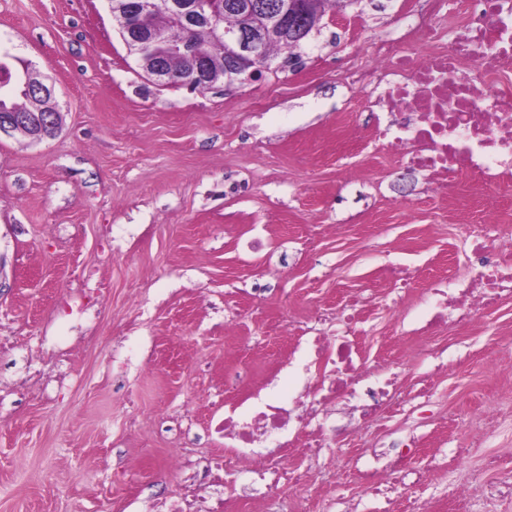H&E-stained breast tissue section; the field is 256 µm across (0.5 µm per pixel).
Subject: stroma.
Returning a JSON list of instances; mask_svg holds the SVG:
<instances>
[{"mask_svg":"<svg viewBox=\"0 0 512 512\" xmlns=\"http://www.w3.org/2000/svg\"><path fill=\"white\" fill-rule=\"evenodd\" d=\"M415 5L341 0L261 77L198 91L154 84L107 0H0V45L49 77L62 117L42 142L0 138V337L15 346L0 355V512H155L176 484L162 418L197 438L188 459L223 454L210 421L224 371L256 377L287 356L276 320L345 303L403 245L427 249L416 292L465 275L467 229L451 202L392 191L401 165L377 143L336 150V121L356 118L360 99L338 72L369 66ZM88 273L98 298L63 315L65 290ZM389 292L378 284L365 311L359 342L373 360L400 336L398 307L417 302ZM43 336L71 347L68 363L27 362ZM506 336L511 301L449 332L476 356L440 379L429 420L406 412L389 428L460 449L433 470L438 493L512 473ZM66 368L70 384L45 396Z\"/></svg>","mask_w":512,"mask_h":512,"instance_id":"1","label":"stroma"}]
</instances>
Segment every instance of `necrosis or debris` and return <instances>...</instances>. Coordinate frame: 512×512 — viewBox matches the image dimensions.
Instances as JSON below:
<instances>
[{
    "mask_svg": "<svg viewBox=\"0 0 512 512\" xmlns=\"http://www.w3.org/2000/svg\"><path fill=\"white\" fill-rule=\"evenodd\" d=\"M446 0H425L400 40L374 45L370 66L351 71L348 82L359 90L368 121L364 133L396 151L401 164L424 173L433 196L486 193L512 183V0H455L464 16L462 31L444 37L437 20ZM425 41L429 55L405 52L406 44ZM470 229L472 259L467 281L455 276L428 289L416 317L400 314V326L434 339L424 355L426 368L414 387L401 391L395 380L403 358L368 364L345 307L313 304L310 320L319 334L297 342L289 366L307 374L306 393L289 404L268 402L252 388L248 375L233 372L243 397L225 405L213 431L224 440L223 458L205 463L211 505L223 512L228 493L248 502L264 500L267 512H288L281 492H307L315 480L311 468L289 467V455L314 460L329 449L361 441L369 430L386 432L387 421L408 403L427 404L441 372L467 363L466 354L443 341L452 330L467 328L484 311L512 295V226L494 224L464 212ZM184 443L172 447L181 468L179 482L163 504L165 512H194L200 500L196 476L184 472ZM419 440L408 437L399 455L373 445L346 457L364 488L360 497L336 487L329 507L336 512H430L429 501L410 496L426 487L432 466H420Z\"/></svg>",
    "mask_w": 512,
    "mask_h": 512,
    "instance_id": "obj_1",
    "label": "necrosis or debris"
}]
</instances>
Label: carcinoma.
Returning <instances> with one entry per match:
<instances>
[{"instance_id":"1","label":"carcinoma","mask_w":512,"mask_h":512,"mask_svg":"<svg viewBox=\"0 0 512 512\" xmlns=\"http://www.w3.org/2000/svg\"><path fill=\"white\" fill-rule=\"evenodd\" d=\"M109 8L120 28L138 26L156 35L160 44L182 45L183 49L162 52L169 75L168 84L189 86L205 91L233 73L224 69V41L217 38L212 27L211 10L222 14L223 22L242 26L253 25L256 18L245 11L232 7L224 10L228 2L237 0H199L200 14L186 18L181 14L168 12L160 7L145 13L137 12L133 6L139 0H108ZM34 104L25 97L24 88L14 83L7 91L0 86V113L26 112Z\"/></svg>"}]
</instances>
